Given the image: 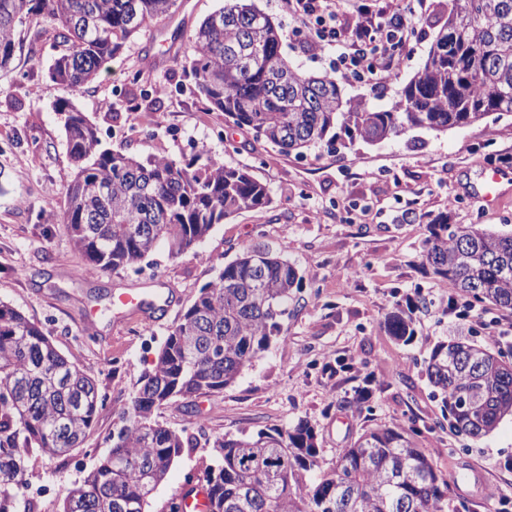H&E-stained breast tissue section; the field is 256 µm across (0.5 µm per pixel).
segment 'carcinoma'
I'll list each match as a JSON object with an SVG mask.
<instances>
[{
	"label": "carcinoma",
	"mask_w": 512,
	"mask_h": 512,
	"mask_svg": "<svg viewBox=\"0 0 512 512\" xmlns=\"http://www.w3.org/2000/svg\"><path fill=\"white\" fill-rule=\"evenodd\" d=\"M176 0H0V69L12 62L17 26L35 18L56 31L51 78L94 81L124 43ZM195 85L224 122L286 154L335 148L336 128L377 144L422 129L445 132L491 113L512 116V0H455L426 59L391 108L345 97L330 75L307 76L281 53L279 25L253 0H224L189 38ZM65 113L74 178L63 223L86 276L140 272L159 244L173 257L242 210L270 206L267 186L221 160L179 164L112 150L80 112ZM424 258L459 296L512 312V232L465 228L441 213L428 224ZM303 282L287 258L249 247L215 267L173 324L140 387L119 414V434L83 480L63 492L60 512H146L149 499L190 444L158 420L159 408L223 391L280 335L279 319ZM385 327L411 337L396 309ZM426 375L456 433L482 439L512 416V361L466 337L439 342ZM104 398L93 374L62 355L42 328L0 302V512L26 479L29 459L61 457L84 442ZM207 512H448V480L400 426L378 425L342 449L311 483L317 436L304 421L252 436L206 439Z\"/></svg>",
	"instance_id": "1"
}]
</instances>
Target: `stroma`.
<instances>
[{
	"instance_id": "obj_1",
	"label": "stroma",
	"mask_w": 512,
	"mask_h": 512,
	"mask_svg": "<svg viewBox=\"0 0 512 512\" xmlns=\"http://www.w3.org/2000/svg\"><path fill=\"white\" fill-rule=\"evenodd\" d=\"M281 24V51L308 75L329 71L327 57H312L284 0H255ZM223 0H176L112 59L92 84L71 89L50 77L53 29L23 24L9 68L0 70V301L37 322L59 351L91 370L106 401L81 448L66 457H39L20 499L32 512H59L61 489L82 481L109 449L118 414L135 392L170 328L209 282L214 263L229 262L245 247L282 253L302 271L281 320V334L224 391L163 406L164 425L194 436L155 491L147 512H167L188 477H202L208 435L252 434L308 421L318 442L317 465L328 467L350 441L377 423L416 426L415 441L445 477L475 470L484 487L512 491V418L475 440L445 424L440 396L424 371L433 346L461 326L487 343L493 322L512 313L464 299L433 275L423 257L427 225L438 214L465 227L512 230V195L494 207L474 201L470 186L486 167L512 159V119L484 120L439 133L415 130L378 144L316 147L298 157L252 133L229 129L209 110L184 61L188 39ZM453 0H416L409 41L387 82L345 80L347 97L390 108L397 91L419 70ZM152 106L134 111L141 91ZM83 112L113 149L185 162L213 157L248 167L267 185L271 205L242 211L216 225L196 250L173 257L159 246L145 271L79 276L83 264L59 218L74 171L67 154L63 108ZM133 290L156 296L132 315L114 296ZM414 304L411 341L390 336L386 316ZM374 375L368 407L353 397ZM45 494H37V487Z\"/></svg>"
}]
</instances>
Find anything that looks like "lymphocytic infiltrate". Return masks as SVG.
Instances as JSON below:
<instances>
[{
	"label": "lymphocytic infiltrate",
	"mask_w": 512,
	"mask_h": 512,
	"mask_svg": "<svg viewBox=\"0 0 512 512\" xmlns=\"http://www.w3.org/2000/svg\"><path fill=\"white\" fill-rule=\"evenodd\" d=\"M297 31H313V55L333 48L329 66L338 77L378 83L397 69L396 51L412 29L414 8L383 0L378 10L357 0H286Z\"/></svg>",
	"instance_id": "f902f5d3"
}]
</instances>
